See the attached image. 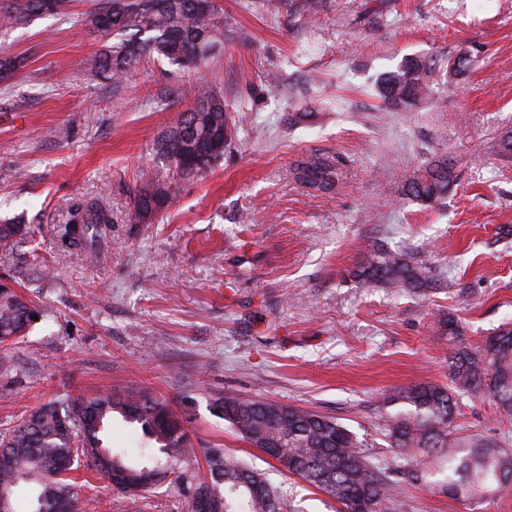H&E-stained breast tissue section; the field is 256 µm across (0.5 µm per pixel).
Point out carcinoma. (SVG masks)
I'll return each mask as SVG.
<instances>
[{
  "mask_svg": "<svg viewBox=\"0 0 512 512\" xmlns=\"http://www.w3.org/2000/svg\"><path fill=\"white\" fill-rule=\"evenodd\" d=\"M45 0H9L0 9V29L19 27L44 14ZM290 17L314 22L331 7L330 0H264ZM90 28L112 35V47L95 55L88 68L95 74L121 78L146 55H157L183 72L204 64L224 46L228 22L211 3L206 11L194 0H100L88 13ZM20 60L0 51V82L12 80ZM450 71L431 57L410 56L386 72L377 94L386 111H412L434 98ZM194 105L155 143L164 172L133 197V217L152 224L184 186L212 171L235 139V124L224 107V95L201 84L185 92ZM297 182L326 191L342 176V162L329 155L310 156L292 169ZM454 171L448 153L405 176L406 195L423 203L448 197ZM112 213L98 201L77 203L70 220L58 230L65 247L94 259L108 254ZM30 233L25 224H0V254L13 253ZM411 246L391 249L376 242L351 271L363 288H387L426 294L439 286L432 267ZM20 268L0 272V348L7 350L29 331L43 312L16 289ZM453 348L448 356V384L419 382L386 397L400 407L381 417L376 434L391 449L384 461L363 451L359 438L337 418L310 409L226 394L213 409L248 446L276 461L288 473L327 494L337 512H399L398 487L405 481L434 487L453 500L474 504L512 489V448L499 439L460 435L455 426L463 400H491L498 415L512 419V325H500L484 344L464 342L453 317L444 322ZM121 417L140 426L151 448L133 461L112 448L107 430ZM87 457L93 471L113 483L133 504L143 493L161 486L184 495L188 512L196 500L216 495L224 512H282L283 499L265 473L221 448L198 449L179 414L147 390L101 394L89 400L59 398L32 410L0 431V485L17 489L18 473L30 478L29 498L43 497L40 512H61L63 502L76 501L80 485L71 472Z\"/></svg>",
  "mask_w": 512,
  "mask_h": 512,
  "instance_id": "carcinoma-1",
  "label": "carcinoma"
}]
</instances>
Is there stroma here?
Here are the masks:
<instances>
[{
	"mask_svg": "<svg viewBox=\"0 0 512 512\" xmlns=\"http://www.w3.org/2000/svg\"><path fill=\"white\" fill-rule=\"evenodd\" d=\"M249 2L216 0L231 34L188 76L154 55L118 80L90 76L89 59L112 43L84 21L91 0L0 29V49L22 60L0 84V222L28 224L17 253L51 270L25 282L47 317L0 352V431L64 394L147 389L184 416L196 447L267 472L284 512H336L239 440L212 404L234 393L307 407L371 435L382 458L384 397L448 381L439 319L453 314L474 346L512 321V153L498 147L512 130V0H333L312 24ZM462 51L471 63L438 99L382 112L380 74L409 55ZM189 81L223 93L238 137L154 223H133V196L159 170L152 145L187 109ZM438 148L454 160V183L428 207L402 184ZM321 154L344 164L325 192L291 174ZM16 166L22 178H10ZM78 200L112 212L104 264L59 243ZM375 239L417 247L442 291L358 287L349 271ZM456 423L512 436L487 401L466 402ZM399 499L403 512H474L424 485L402 484ZM78 509L129 512L97 478Z\"/></svg>",
	"mask_w": 512,
	"mask_h": 512,
	"instance_id": "1",
	"label": "stroma"
}]
</instances>
